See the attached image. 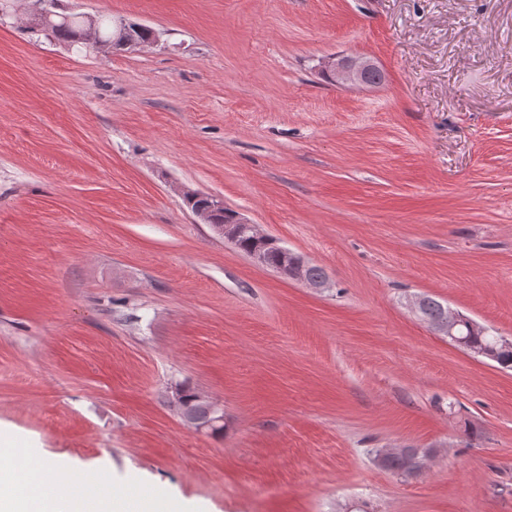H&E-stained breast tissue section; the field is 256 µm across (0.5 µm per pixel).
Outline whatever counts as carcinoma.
<instances>
[{"mask_svg":"<svg viewBox=\"0 0 512 512\" xmlns=\"http://www.w3.org/2000/svg\"><path fill=\"white\" fill-rule=\"evenodd\" d=\"M57 0H46L44 9L46 16L38 23L40 29L49 32L53 39L78 51H103L113 48L121 49L129 45L146 46L156 37V31L148 26L135 24L128 25V32L121 35L116 29L118 18L107 13L94 16V22H89L82 14L69 11L55 10ZM94 26L99 45L95 46L78 39L80 32L88 26ZM184 201L194 214L205 216L206 224H229L236 211L224 207V202L208 195L197 192L184 194ZM233 244L246 256H253L260 252L264 256V266L280 273L295 262L301 260L297 253L280 246L245 234L233 241ZM418 313L429 324H436L448 319V307L436 298L424 295L421 298ZM460 325L457 334L464 339L462 346L482 353V358L489 360L503 369H512V345L505 346L502 337L491 332L482 333L483 326L464 314H457ZM176 390L184 394L185 405L179 407L181 416L188 422L205 421L208 418L209 408L206 402L194 397V390L180 385ZM428 452H420L416 448H402L397 452L389 453L381 448L376 451L375 459L380 466L409 477L420 472V465Z\"/></svg>","mask_w":512,"mask_h":512,"instance_id":"cac0c4a2","label":"carcinoma"}]
</instances>
